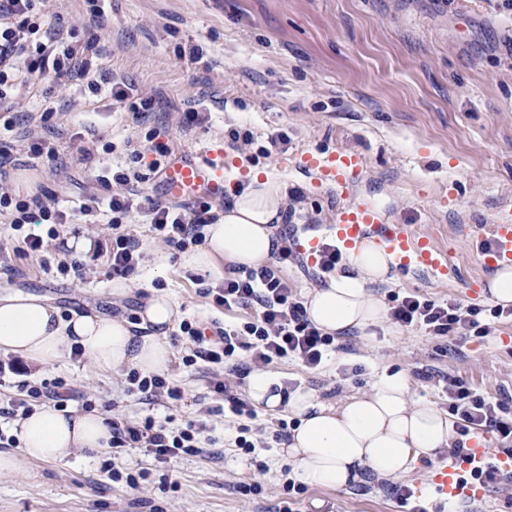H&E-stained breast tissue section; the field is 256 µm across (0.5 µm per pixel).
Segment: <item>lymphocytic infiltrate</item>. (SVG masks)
Masks as SVG:
<instances>
[{
	"label": "lymphocytic infiltrate",
	"instance_id": "f902f5d3",
	"mask_svg": "<svg viewBox=\"0 0 512 512\" xmlns=\"http://www.w3.org/2000/svg\"><path fill=\"white\" fill-rule=\"evenodd\" d=\"M62 78L85 85L94 93L100 92L103 84H110L111 94L118 100L127 99L133 93L132 87L124 82L109 80L97 38L75 41L59 19L39 12L37 0H0V112L13 111L21 95ZM112 179L119 184V192L103 204L88 199L79 211L87 216L104 205L112 212L114 232L107 260L113 274L132 275L141 260L139 241L121 230L122 220L129 214L140 215L156 240L179 250L202 242L204 226L217 218L214 203L205 197L178 204L144 195L141 189L146 180L144 174L120 171ZM2 211L10 213L11 226L17 231L27 224L47 225L46 236L25 234L21 250L26 254L41 252L45 238L57 236L58 225L67 218L64 211L56 208L54 200L23 195L7 187H0ZM280 241L272 262L256 269L235 268L223 282L202 288V295L222 308L229 315V322L206 324L189 319L179 326L181 339L190 345L188 354L182 358L183 364L190 367L203 362L211 367L209 391L223 400L225 414L239 419L235 445L248 454L255 450L254 442L247 438L249 423L258 414L242 397L239 388L249 366L294 359L306 369L316 370L334 349L333 336L311 322L301 296L283 277L282 263L298 261L299 254L290 245L288 234H281ZM388 317L399 326L420 328L452 340L471 331L479 336L488 332L472 312L462 310L458 303L437 302L416 293L391 307ZM125 382L127 395L167 408L185 399L184 387L165 374L132 369L127 372ZM19 388L26 392V399L1 401L0 419H23L30 415L33 402L44 398L54 402L58 409L67 407L68 387L64 380H23ZM445 392L448 412L458 418V436L485 431L495 434L499 442L498 447L487 449L484 460L470 471L471 485L482 489L512 479V473L500 465L501 457L512 458V410L506 402L490 401L456 377L447 379ZM107 424L112 432L113 455H120L126 448H141L159 464L182 455L206 454L210 443L207 424L200 419L185 420L178 428L151 416L135 423L115 416Z\"/></svg>",
	"mask_w": 512,
	"mask_h": 512
}]
</instances>
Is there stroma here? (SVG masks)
Instances as JSON below:
<instances>
[{
  "instance_id": "obj_1",
  "label": "stroma",
  "mask_w": 512,
  "mask_h": 512,
  "mask_svg": "<svg viewBox=\"0 0 512 512\" xmlns=\"http://www.w3.org/2000/svg\"><path fill=\"white\" fill-rule=\"evenodd\" d=\"M103 7L108 23L93 31L92 8ZM43 11L59 16L78 41L98 35L106 49L105 67L139 94L153 96L154 109L135 118L131 100L92 94L58 80L50 96L21 101L20 110H54L45 135L56 138L66 160L53 169L28 149L20 126L5 129L0 144L10 152L0 178L13 183L28 176L26 192L54 198L69 212L68 224L47 242L44 253L16 251L8 215L0 216V290L42 296L61 312L93 307L109 315L134 316L139 300L162 283L185 318L223 320L224 312L197 292L178 265L179 252L153 239L136 218L123 229L142 243V260L130 276V295L112 292L114 277L106 258L88 260L84 278L60 274L70 239L112 236L111 217L79 215L88 197L108 198L116 184L99 181L101 169L117 166L147 173L153 145L173 155L203 158L224 151L226 166L237 169L227 190L247 184L250 171L288 180L302 194L290 225L296 240L325 237L347 198L316 184L304 155L324 157L339 148L363 155L365 169L353 188L378 201L398 223L445 251L459 278L443 282L421 270L395 269L376 293L385 307L418 293L434 300L477 309L486 336H468L460 351L447 338L383 321L337 334L328 365L309 373L293 360L269 364V371L320 397L340 398L366 391L380 377L403 374L411 398L447 409L442 376L471 384L486 399L512 405V316H493L496 304L483 287L490 279L477 258L481 237L504 209H512V0H41ZM197 46L198 61L187 50ZM198 101L204 123L185 130V103ZM239 140H232L231 132ZM288 135L287 149L270 144L272 134ZM144 153L133 161L128 141ZM92 159H84L83 148ZM164 275H153L158 256ZM176 361L172 379L185 381L189 397L174 407L178 417L206 416L216 439L209 455L184 456L156 466L137 448L121 462L135 475L130 489L110 477L112 456L79 453L64 461L29 462L16 474L0 476V512H405L391 481L370 480L344 488L284 487L289 461L280 445L247 454L236 448V431L224 403L207 389L205 364L183 365L184 345L171 341ZM342 362L362 365L343 377ZM124 371H96L88 360H65L26 373V380L61 378L81 410L92 400L98 412L114 410L138 422L148 409L127 395ZM435 461L423 458L402 477L413 501L428 512H463L456 501L441 502L430 486ZM258 477L262 489L244 496L238 484Z\"/></svg>"
}]
</instances>
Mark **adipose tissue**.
<instances>
[{
	"label": "adipose tissue",
	"instance_id": "ef3b65f1",
	"mask_svg": "<svg viewBox=\"0 0 512 512\" xmlns=\"http://www.w3.org/2000/svg\"><path fill=\"white\" fill-rule=\"evenodd\" d=\"M288 189L287 182L251 176L217 220L204 227L202 243L181 252L180 268L218 283L225 266L266 264L288 205ZM392 262L372 241L359 243L348 253L345 272L306 294L309 319L331 335L382 322L384 305L369 287L387 281ZM182 316L179 303L167 294L147 297L133 323L95 311L65 319L39 296L0 292V352L43 367L78 345L102 372L129 365L164 372L174 358L166 338ZM247 388L256 406L273 414L284 407L296 419L282 454L296 464L301 479L313 485L340 488L365 475L397 479L420 457L432 458L451 448L456 438L455 422L447 412L410 399L407 381L399 373L382 376L371 391L336 401L301 389L286 391L277 374L261 369L250 374ZM16 435L19 452L0 453V474L19 471L29 461H62L81 450L102 451L111 439L102 414L50 405L17 421Z\"/></svg>",
	"mask_w": 512,
	"mask_h": 512
}]
</instances>
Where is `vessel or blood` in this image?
Segmentation results:
<instances>
[{
    "label": "vessel or blood",
    "instance_id": "b4317fda",
    "mask_svg": "<svg viewBox=\"0 0 512 512\" xmlns=\"http://www.w3.org/2000/svg\"><path fill=\"white\" fill-rule=\"evenodd\" d=\"M305 162L316 180L335 185L344 192L350 190L364 171L363 157L345 150L323 158L309 156ZM165 180L170 193L178 198L218 191L224 184V162L220 159L208 163L193 159L176 161L167 169ZM331 233L342 250H350L356 243L370 238L392 255L398 266L423 270L445 281L457 276L444 251L417 236L409 225L391 221L368 198H358L354 204L341 209ZM478 261L489 270L512 267L511 217H500L491 224L490 243L480 250ZM484 452L483 443L478 442L455 466L440 465L432 478L436 494L444 498L458 495L456 475L482 461Z\"/></svg>",
    "mask_w": 512,
    "mask_h": 512
}]
</instances>
